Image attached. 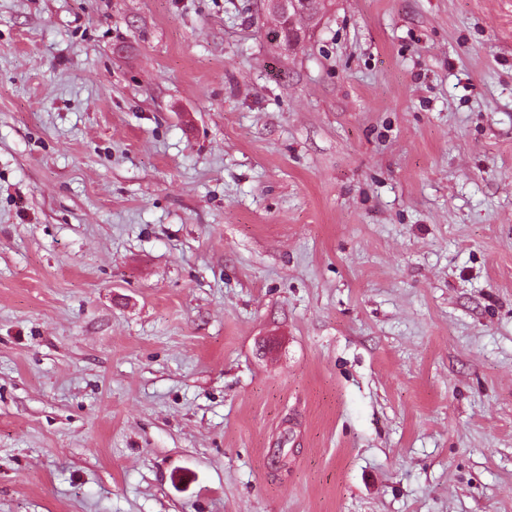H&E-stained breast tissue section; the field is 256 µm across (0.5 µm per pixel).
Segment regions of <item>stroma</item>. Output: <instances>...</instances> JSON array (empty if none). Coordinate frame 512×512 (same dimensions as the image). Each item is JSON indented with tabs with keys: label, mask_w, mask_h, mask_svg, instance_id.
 I'll use <instances>...</instances> for the list:
<instances>
[{
	"label": "stroma",
	"mask_w": 512,
	"mask_h": 512,
	"mask_svg": "<svg viewBox=\"0 0 512 512\" xmlns=\"http://www.w3.org/2000/svg\"><path fill=\"white\" fill-rule=\"evenodd\" d=\"M0 0V512H512V0ZM312 0H262L264 10L273 15L277 24L278 40L281 39L282 32L288 33V39L282 40L288 47L298 45L302 39V31L296 29V21L303 17H313L315 13L309 9V3ZM318 16H314V21Z\"/></svg>",
	"instance_id": "1"
}]
</instances>
